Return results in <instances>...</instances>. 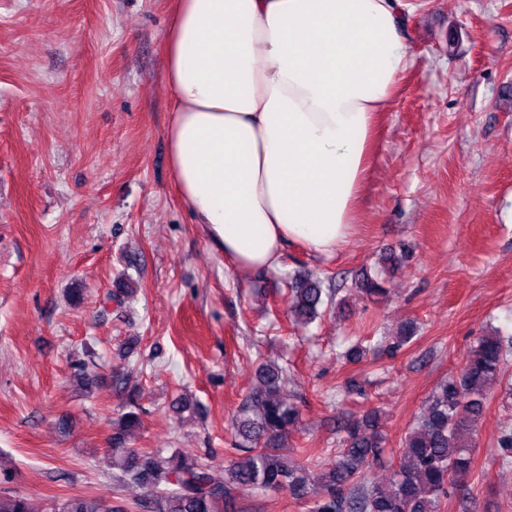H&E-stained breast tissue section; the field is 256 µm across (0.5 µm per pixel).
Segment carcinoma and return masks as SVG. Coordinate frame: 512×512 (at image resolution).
<instances>
[{"label": "carcinoma", "mask_w": 512, "mask_h": 512, "mask_svg": "<svg viewBox=\"0 0 512 512\" xmlns=\"http://www.w3.org/2000/svg\"><path fill=\"white\" fill-rule=\"evenodd\" d=\"M304 270L288 283V311L303 324L320 315L325 304L342 308L335 288ZM369 297H379L384 288L367 275L355 280ZM512 339L495 333L477 338L460 369L443 379L432 392L428 405L401 440L403 452L393 466L387 485L370 482V471L383 453L384 437L373 410L341 426L344 436L329 462H317L323 471L311 476L304 464H289L280 449L289 431L299 421L298 406L283 397L288 369L260 362L259 385L246 396L233 417L232 455L224 466V478L216 479L209 465L196 454L174 450L165 456L127 446L128 435L142 426V407L130 391L112 423V448L108 465L124 483L155 492L151 501L138 500L146 512H224L236 500L255 492L286 491L292 500L310 505V512H442L444 498L459 476L473 463L477 424L489 397L490 386L505 374ZM74 381L87 386L93 381L88 364L72 362ZM497 461L512 471V429L497 441ZM0 512H38L30 497L0 486ZM46 512H130L117 501L90 494L62 497Z\"/></svg>", "instance_id": "obj_1"}]
</instances>
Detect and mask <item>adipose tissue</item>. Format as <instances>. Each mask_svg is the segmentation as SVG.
<instances>
[{"instance_id":"adipose-tissue-1","label":"adipose tissue","mask_w":512,"mask_h":512,"mask_svg":"<svg viewBox=\"0 0 512 512\" xmlns=\"http://www.w3.org/2000/svg\"><path fill=\"white\" fill-rule=\"evenodd\" d=\"M171 174L236 270L332 255L357 222L375 121L411 66L401 0H172Z\"/></svg>"}]
</instances>
